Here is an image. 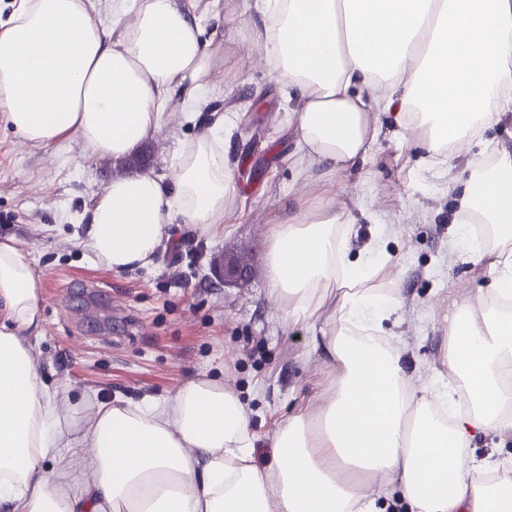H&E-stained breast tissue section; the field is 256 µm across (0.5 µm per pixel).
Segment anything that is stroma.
<instances>
[{"label": "stroma", "instance_id": "stroma-1", "mask_svg": "<svg viewBox=\"0 0 512 512\" xmlns=\"http://www.w3.org/2000/svg\"><path fill=\"white\" fill-rule=\"evenodd\" d=\"M224 92L190 119L168 112L149 144L150 168L166 174L164 157L191 138L198 122L237 114L225 148L243 192L222 237L179 235L152 268L115 272L84 247L96 197L116 174L109 157H89L79 140L57 150L22 145L0 120V239H15L43 297L33 355L48 380H65L73 397L101 401L163 400L208 375L236 390L252 412L254 460H273V436L290 408L315 405L327 370L310 351L313 328L284 322L264 275L266 229L301 177L288 156L294 141L280 92L265 66L224 44ZM373 178L339 172L329 184L379 221L352 228L356 247L385 241L399 259L406 304L386 330L413 367H440L447 344L440 320L452 299L490 288L493 274L450 254L448 228L458 206L435 173L418 171L413 147L395 139L375 146ZM244 247L255 272L243 288L216 276L211 254Z\"/></svg>", "mask_w": 512, "mask_h": 512}]
</instances>
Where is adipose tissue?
I'll return each instance as SVG.
<instances>
[{
  "label": "adipose tissue",
  "instance_id": "adipose-tissue-1",
  "mask_svg": "<svg viewBox=\"0 0 512 512\" xmlns=\"http://www.w3.org/2000/svg\"><path fill=\"white\" fill-rule=\"evenodd\" d=\"M248 28L304 176L269 226L266 277L284 321L318 326L311 347L330 378L317 406L281 420L262 470L249 412L220 380L162 401L58 398L28 342L41 320L34 271L0 241V512H377L387 487L408 512H512V460L470 451L481 435H512V305H492L512 294V141L486 159L466 152L512 118V0H255ZM223 67L184 0H112L103 16L91 0H21L0 20V117L24 145L75 138L120 160L172 104L200 112ZM387 134L447 178L460 206L451 242L496 274L488 295L449 303L442 366L427 376L384 329L404 297L375 280L397 259L379 240L352 246V224L374 212L325 189L330 174L368 172ZM224 142L204 127L170 153L171 178H112L86 226L94 257L147 268L173 227L223 235L241 195ZM77 426L80 459L47 468Z\"/></svg>",
  "mask_w": 512,
  "mask_h": 512
}]
</instances>
